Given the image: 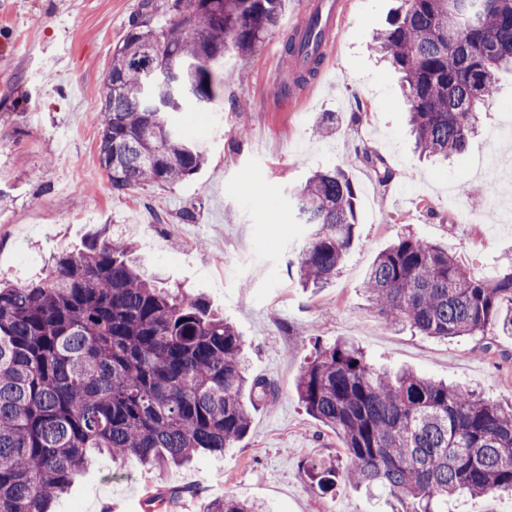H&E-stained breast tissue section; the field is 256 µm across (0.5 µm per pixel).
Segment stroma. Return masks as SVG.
<instances>
[{"label":"stroma","instance_id":"stroma-1","mask_svg":"<svg viewBox=\"0 0 512 512\" xmlns=\"http://www.w3.org/2000/svg\"><path fill=\"white\" fill-rule=\"evenodd\" d=\"M288 0L278 26L245 55L225 54L233 82L206 106L187 103L176 121L206 155L191 178L113 192L99 164L101 91L112 50L141 0H0V279L44 274L50 253L81 249L93 233L123 231L147 270L198 294L234 324L247 344L251 376L274 401L251 410V429L223 455H197L163 469L95 456L55 512H144L146 497L177 498L206 512L230 494L267 512H387L384 498L337 483L321 493L306 467L336 460L340 439L308 415L296 381L316 344L345 339L390 371L412 368L512 399V336L489 349L469 337L437 340L395 330L371 310L366 270L398 236L447 242L472 271L512 255V223L487 239V222L512 199V180L488 193L485 172L512 160V74L502 73L478 136L445 162L419 159L395 70L372 49L394 0H343L328 37L322 82L300 78L284 52L301 6ZM336 129L316 132L323 113ZM377 154L367 164L363 150ZM337 167L358 195L356 239L335 279L299 286L295 263L310 228L294 197L313 170ZM467 193H460V186ZM483 214L466 224L463 210Z\"/></svg>","mask_w":512,"mask_h":512}]
</instances>
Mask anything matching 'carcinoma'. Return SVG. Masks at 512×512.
Segmentation results:
<instances>
[{"label":"carcinoma","instance_id":"carcinoma-1","mask_svg":"<svg viewBox=\"0 0 512 512\" xmlns=\"http://www.w3.org/2000/svg\"><path fill=\"white\" fill-rule=\"evenodd\" d=\"M375 49L401 75L419 154H461L501 70L512 69V0H397ZM285 0H141L104 79L98 157L112 190L166 186L196 174L202 151L173 117L185 99L147 90L146 69L173 59L213 60L187 76L214 102L224 53H245L275 29ZM170 28L172 48L158 43ZM166 103L148 108V97ZM313 233L299 252L304 288L339 271L357 224V192L341 169L318 170L297 192ZM122 236L91 237L56 252L45 276L0 283V512H50L91 448L126 463L179 464L221 454L247 434L244 400L270 384L249 373L244 341L206 301L160 288ZM393 328L433 338L512 335V258L477 277L448 247L412 233L383 250L362 284ZM296 391L306 412L341 438L337 463H312L318 487L345 477L397 504L392 512H443L461 492L512 495V402L410 370L372 367L355 344L320 345ZM208 512H263L226 495Z\"/></svg>","mask_w":512,"mask_h":512}]
</instances>
